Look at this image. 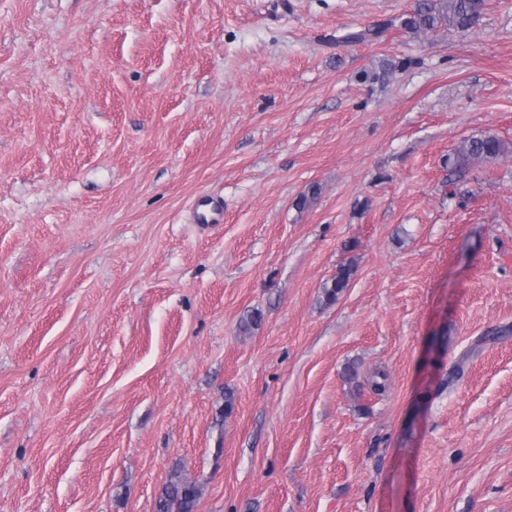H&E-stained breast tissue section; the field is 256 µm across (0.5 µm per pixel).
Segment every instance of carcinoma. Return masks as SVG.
I'll use <instances>...</instances> for the list:
<instances>
[{"mask_svg":"<svg viewBox=\"0 0 512 512\" xmlns=\"http://www.w3.org/2000/svg\"><path fill=\"white\" fill-rule=\"evenodd\" d=\"M484 0H416L413 11L401 22V26L414 33H427L439 27L466 31L480 18ZM384 32L378 25L342 37L347 43H362L376 39ZM503 144L493 135H484L464 143L454 159L456 167L462 169L472 161L497 157ZM352 265L339 267L331 284L324 287V299L333 303L348 286ZM200 497V488L180 470L173 471L163 485L154 504V512H194Z\"/></svg>","mask_w":512,"mask_h":512,"instance_id":"1","label":"carcinoma"}]
</instances>
